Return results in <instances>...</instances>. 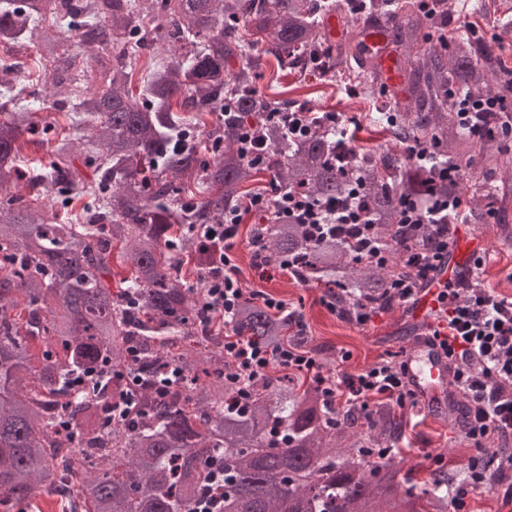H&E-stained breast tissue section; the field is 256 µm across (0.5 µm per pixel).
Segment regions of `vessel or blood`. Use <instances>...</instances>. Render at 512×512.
I'll list each match as a JSON object with an SVG mask.
<instances>
[{
  "label": "vessel or blood",
  "instance_id": "vessel-or-blood-1",
  "mask_svg": "<svg viewBox=\"0 0 512 512\" xmlns=\"http://www.w3.org/2000/svg\"><path fill=\"white\" fill-rule=\"evenodd\" d=\"M389 28L386 19L378 18L363 25L358 31V38L363 64L376 70L385 88L392 90L401 82L402 67L390 44ZM483 250L481 237L474 235L467 238L458 250L449 255L441 273L442 278L455 281L467 276L468 257ZM406 363L412 388L425 398L429 407L445 410L448 367L442 350L426 339H417L408 352Z\"/></svg>",
  "mask_w": 512,
  "mask_h": 512
}]
</instances>
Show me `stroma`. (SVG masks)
<instances>
[{
	"instance_id": "1",
	"label": "stroma",
	"mask_w": 512,
	"mask_h": 512,
	"mask_svg": "<svg viewBox=\"0 0 512 512\" xmlns=\"http://www.w3.org/2000/svg\"><path fill=\"white\" fill-rule=\"evenodd\" d=\"M259 92L285 102L286 106L303 105L314 112H332L353 135L356 148L376 152L394 149L390 135L373 122L375 113L389 111L394 104H406V97L380 95L366 97L356 82L336 85L328 77L315 74L300 78L293 73L277 71L274 59L262 61L255 83ZM460 235L476 234L486 243L488 261L479 278L494 294L512 297V238L502 234L495 221L460 225ZM233 260L244 289H256L286 301L303 316L312 351L327 349L334 359L336 373H356L390 355L408 350L415 336H426L434 326L432 311L414 317L408 305L378 313L364 327L341 320L322 302L327 291L324 284L303 283L286 272H273L261 277L253 264L247 235H239ZM415 422L413 440L407 455V466L424 470L438 454L458 459L472 454L473 449L463 432L435 416L423 399L409 408Z\"/></svg>"
}]
</instances>
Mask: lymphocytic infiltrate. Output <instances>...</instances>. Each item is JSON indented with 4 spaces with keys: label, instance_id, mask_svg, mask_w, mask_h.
I'll list each match as a JSON object with an SVG mask.
<instances>
[{
    "label": "lymphocytic infiltrate",
    "instance_id": "f902f5d3",
    "mask_svg": "<svg viewBox=\"0 0 512 512\" xmlns=\"http://www.w3.org/2000/svg\"><path fill=\"white\" fill-rule=\"evenodd\" d=\"M453 106L462 128L476 138L491 133L487 117L502 109L495 99L475 101L459 94L454 95ZM404 154L422 165L426 189L416 198H399L400 222L414 230L434 224L441 234L433 258L422 261L408 256L407 263L415 267V274L392 284L393 298L400 305L419 296L422 285L433 283L435 273L448 258V248L464 214L463 200L453 191L460 177V163L437 162L430 148L419 143L405 145ZM247 213L305 225L314 240L341 235L359 253L381 264L388 261L376 236L374 213L359 192L319 200L275 184L270 195H255L246 211L225 212L223 223L209 225L212 241L222 244L227 252L232 250ZM206 285L205 307L221 314L227 328L224 354L236 362L243 376L238 404H246L253 383L265 379L274 365L287 372L304 373L327 398L356 406L376 399L400 404L410 395L405 364L384 359L357 374L328 377L311 351L290 345L272 348L233 333V316L245 294L229 255L211 265ZM432 310L438 325L430 340L440 346L448 360L453 393L466 400L464 435L468 443L480 452L493 443L512 445V297L494 296L467 277L438 289Z\"/></svg>",
    "mask_w": 512,
    "mask_h": 512
}]
</instances>
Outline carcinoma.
I'll return each instance as SVG.
<instances>
[{"label": "carcinoma", "instance_id": "1", "mask_svg": "<svg viewBox=\"0 0 512 512\" xmlns=\"http://www.w3.org/2000/svg\"><path fill=\"white\" fill-rule=\"evenodd\" d=\"M441 12L488 14L479 0H440ZM330 0H0V44L30 47L52 63L44 90L52 105L69 104L86 141L61 139L39 174L21 166L20 142L34 134L30 80L0 70V190L18 193L0 203V512L30 502L38 489L78 484L66 512H194L204 496L223 512H448L454 476L483 461L469 457L453 468L439 462L419 482L402 471L405 405L377 400L367 408L339 407L303 374L270 375L252 385L243 408L230 405L239 370L224 357V321L204 325L206 272L218 252L205 225L242 209L249 184L261 173L284 188L318 199L337 198L358 183L377 216L376 235L391 246L404 240L430 256L437 235L413 236L398 222L390 184L409 196L422 192L425 173L399 154L372 156L348 146L316 123L286 139L271 112L283 103L254 89L253 48L263 44L281 69L319 68L332 76L353 72L359 42L331 53L323 19ZM366 17L393 22L392 43L405 53L408 104L392 118L376 116L394 142H421L450 162L466 161L493 176L490 192L512 197V165L504 141L512 118L492 116L496 136L464 132L450 103L453 91L474 98L512 96V72L494 45L471 29L452 45H423L435 18L414 0H362ZM168 44L169 57L131 93L133 68L148 25ZM239 57L237 72L227 58ZM232 103L224 109V98ZM179 110H173V101ZM255 124L265 145L259 165L242 159L241 125ZM191 133L187 143L176 135ZM94 153L95 178L86 183L75 159ZM88 185L91 213L81 224L60 219L70 193ZM273 262L302 260L298 276L337 289L338 311L358 304L384 308L392 282L407 272L398 252L374 264L345 240L311 241L302 224L281 220L251 225ZM128 274L112 286V246ZM196 280L182 275L183 260ZM235 330L277 347L307 340L288 334L287 314H275L245 295ZM55 342L33 365L32 345ZM138 353L129 363V352ZM180 381L156 386L160 367ZM92 387L77 393L70 380L91 370ZM112 398V423L103 425V400ZM74 426H53L47 404ZM112 453L91 461L74 438Z\"/></svg>", "mask_w": 512, "mask_h": 512}]
</instances>
